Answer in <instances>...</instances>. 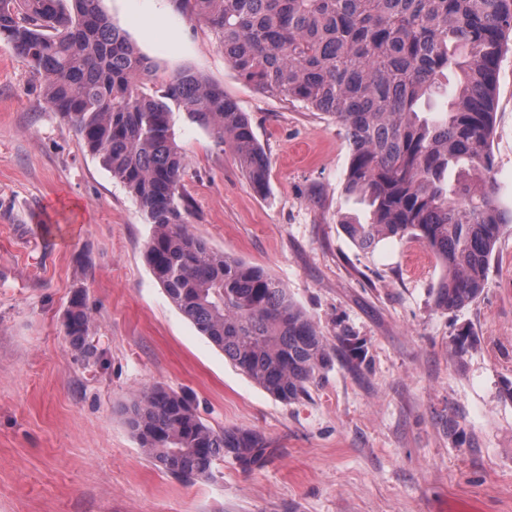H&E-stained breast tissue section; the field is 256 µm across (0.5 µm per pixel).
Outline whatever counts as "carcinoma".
<instances>
[{
  "label": "carcinoma",
  "mask_w": 512,
  "mask_h": 512,
  "mask_svg": "<svg viewBox=\"0 0 512 512\" xmlns=\"http://www.w3.org/2000/svg\"><path fill=\"white\" fill-rule=\"evenodd\" d=\"M0 0V40L42 79L43 104L137 201L153 233L144 259L168 299L273 398L295 403L336 355L365 361L364 345L332 347L288 292L263 269L212 249L192 234L182 178L186 156L173 110L229 141L249 183L267 189L269 159L223 87L182 71L161 75L99 7L100 0ZM209 24L238 76L258 91L324 112L349 143L345 192L369 207L362 224H340L362 250L384 238L415 237L446 270L435 307L452 313L480 298L512 208L494 187V100L512 52V0H175ZM454 76L448 111L421 101ZM454 178H449L450 173ZM69 343L96 356L85 295L64 315ZM478 342L462 329L451 349ZM125 421L148 459L175 478L208 477L225 458L242 470L274 449L238 427L216 429L186 395L140 390Z\"/></svg>",
  "instance_id": "carcinoma-1"
}]
</instances>
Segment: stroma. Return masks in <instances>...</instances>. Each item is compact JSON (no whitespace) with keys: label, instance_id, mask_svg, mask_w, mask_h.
<instances>
[{"label":"stroma","instance_id":"35a3bbf8","mask_svg":"<svg viewBox=\"0 0 512 512\" xmlns=\"http://www.w3.org/2000/svg\"><path fill=\"white\" fill-rule=\"evenodd\" d=\"M159 73L189 70L245 112L270 166L256 193L229 144L174 112L195 202L189 230L287 288L328 343L361 341L285 404L243 375L167 299L144 260L152 226L74 129L39 103L40 79L0 40V512H512V230L481 297L437 310L445 270L410 238L358 248L340 220L349 145L329 115L265 96L174 0H100ZM494 180L512 204V54L501 63ZM83 290L98 364L64 314ZM470 328L463 357L451 340ZM156 384L216 428L260 433L273 455L184 483L143 454L122 414Z\"/></svg>","mask_w":512,"mask_h":512}]
</instances>
